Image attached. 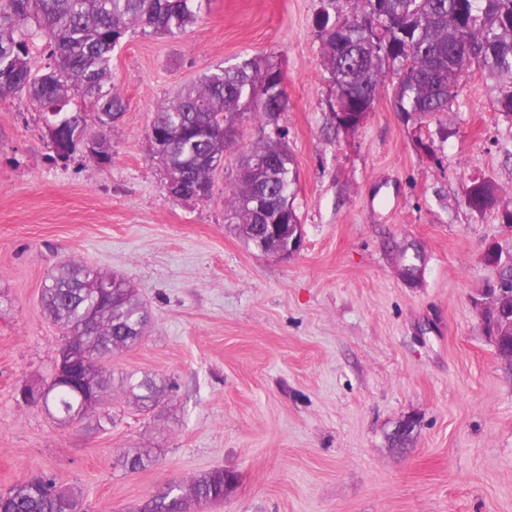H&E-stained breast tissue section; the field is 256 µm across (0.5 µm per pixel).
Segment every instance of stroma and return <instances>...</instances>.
I'll list each match as a JSON object with an SVG mask.
<instances>
[{
  "label": "stroma",
  "mask_w": 512,
  "mask_h": 512,
  "mask_svg": "<svg viewBox=\"0 0 512 512\" xmlns=\"http://www.w3.org/2000/svg\"><path fill=\"white\" fill-rule=\"evenodd\" d=\"M318 11L319 0H209L182 33L129 32L112 54L126 109L108 164H52L29 102L0 101V491L44 472L82 512H126L220 467L236 482L208 512H512V362L472 305L493 275L487 246L512 244V230L465 201L475 179L512 199L500 89L472 70L430 121L429 154L384 88L344 133ZM247 53L286 75L305 241L286 259L224 221L256 123L239 125L205 201L168 198L149 150L158 103ZM67 261L122 275L147 303L142 342L107 366L170 380L150 413L117 387L104 425L61 424L21 398L51 379L61 332L40 295ZM128 448L155 460L114 468Z\"/></svg>",
  "instance_id": "obj_1"
}]
</instances>
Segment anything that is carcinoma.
<instances>
[{
	"mask_svg": "<svg viewBox=\"0 0 512 512\" xmlns=\"http://www.w3.org/2000/svg\"><path fill=\"white\" fill-rule=\"evenodd\" d=\"M362 15L331 18L336 0H321L318 37L323 66L334 93L336 127L346 133L360 126V114L373 111L376 91L391 86L395 111L423 120L448 111L460 81L477 68L500 87L498 111L512 120V0H360ZM203 0H0V100L26 98L43 122L50 159L66 166L81 154L111 159L105 132L126 103L111 84L112 51L138 26L175 35L193 26ZM380 11L377 32L368 33L365 16ZM401 45L402 51L374 48V41ZM288 111L281 65L269 56L244 54L184 85L161 103L148 137L164 184L182 200H206L212 175L224 162L227 138L249 119L264 131L240 165L227 202L225 220L262 254L279 247L266 224L288 209V223L300 218L294 205L299 173L288 147V129L267 133ZM262 196L269 212L253 208ZM468 206L478 212L499 207V189L486 180L467 187ZM43 314L59 325L66 342L80 354L79 377L94 399L81 402L68 387L53 391L60 420L83 421L97 414L103 391L120 384L149 411L160 385L155 377L105 370L101 362L142 339L148 313L138 293L117 274L66 263L41 291ZM152 449L128 448L117 464L146 468ZM233 474L216 468L188 486L168 484L128 508V512H191L224 500ZM0 512H80L77 496L43 476L30 477L0 492Z\"/></svg>",
	"mask_w": 512,
	"mask_h": 512,
	"instance_id": "cac0c4a2",
	"label": "carcinoma"
}]
</instances>
